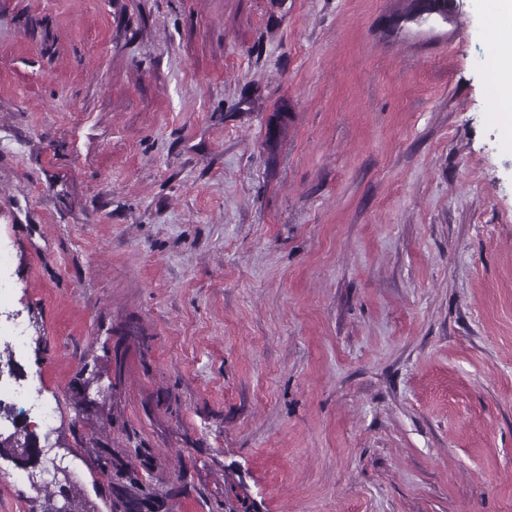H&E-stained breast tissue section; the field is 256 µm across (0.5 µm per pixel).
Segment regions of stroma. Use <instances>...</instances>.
Instances as JSON below:
<instances>
[{"instance_id":"obj_1","label":"stroma","mask_w":512,"mask_h":512,"mask_svg":"<svg viewBox=\"0 0 512 512\" xmlns=\"http://www.w3.org/2000/svg\"><path fill=\"white\" fill-rule=\"evenodd\" d=\"M396 2L0 0V382L57 406L0 432L88 512L138 448L169 512H512L491 24ZM30 440L31 433H29L25 427L16 429L13 434L4 440H2L0 436V457L6 451V454L10 453L11 455H14L16 460H19L25 455L26 450L29 447ZM45 448H53V446H41L40 441L35 438L32 448H30V455L35 456L39 461H41L43 457L46 458L48 455V450H45ZM46 462L48 465L41 470L39 475H37L36 472L28 471L29 480L34 486L47 484L51 481H54L58 486H63L65 484L68 489L67 511L63 506L61 497L60 499L53 498L58 490L50 492L48 488H44L41 493H43L44 496L48 495V499H52L41 506L40 512H87L82 505L83 497L81 492L73 483H71L69 474L65 479H63L64 483L61 481L62 479L60 476L67 472L65 466H63V459L60 458L58 460V457L54 456L53 458H46Z\"/></svg>"}]
</instances>
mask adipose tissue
Returning <instances> with one entry per match:
<instances>
[{
  "instance_id": "ef3b65f1",
  "label": "adipose tissue",
  "mask_w": 512,
  "mask_h": 512,
  "mask_svg": "<svg viewBox=\"0 0 512 512\" xmlns=\"http://www.w3.org/2000/svg\"><path fill=\"white\" fill-rule=\"evenodd\" d=\"M494 35L488 43L487 75L497 89L496 116L512 125V0H492Z\"/></svg>"
}]
</instances>
